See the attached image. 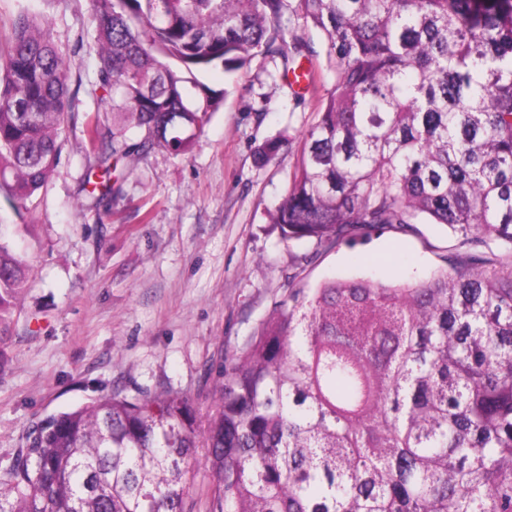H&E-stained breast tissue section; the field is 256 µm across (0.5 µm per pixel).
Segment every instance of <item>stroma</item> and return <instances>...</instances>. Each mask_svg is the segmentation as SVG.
Masks as SVG:
<instances>
[{
    "instance_id": "stroma-1",
    "label": "stroma",
    "mask_w": 512,
    "mask_h": 512,
    "mask_svg": "<svg viewBox=\"0 0 512 512\" xmlns=\"http://www.w3.org/2000/svg\"><path fill=\"white\" fill-rule=\"evenodd\" d=\"M28 8L47 19L70 62L74 119L36 206L16 215L0 196V223H24L30 281L0 371V469L30 426L111 394L167 387L190 397L200 420L226 356L242 351L283 299L288 278L399 283L442 266L446 228L371 231L355 246L286 242L270 214L285 194L304 138L334 83L322 33L295 13L289 42L308 44L311 86L281 61L257 58L225 76L199 72L195 99L223 95L188 151L163 147L122 159L103 178L87 150L86 118L111 127L100 99L90 0H0V22ZM281 148L270 156L271 141ZM107 183L100 204L85 182Z\"/></svg>"
}]
</instances>
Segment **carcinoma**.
I'll use <instances>...</instances> for the list:
<instances>
[{
  "mask_svg": "<svg viewBox=\"0 0 512 512\" xmlns=\"http://www.w3.org/2000/svg\"><path fill=\"white\" fill-rule=\"evenodd\" d=\"M102 100L144 132L119 151L86 122L103 175L187 151L219 101L194 73L288 65L289 0H91ZM336 75L271 215L288 241L353 243L440 224L467 247L426 279L288 289L224 359L215 412L159 388L95 399L28 431L0 512H512V0H297ZM69 61L27 9L0 37V195L29 211L73 120ZM0 224V345L30 265ZM192 512H209L212 483L203 466L196 467L189 475Z\"/></svg>",
  "mask_w": 512,
  "mask_h": 512,
  "instance_id": "1",
  "label": "carcinoma"
}]
</instances>
